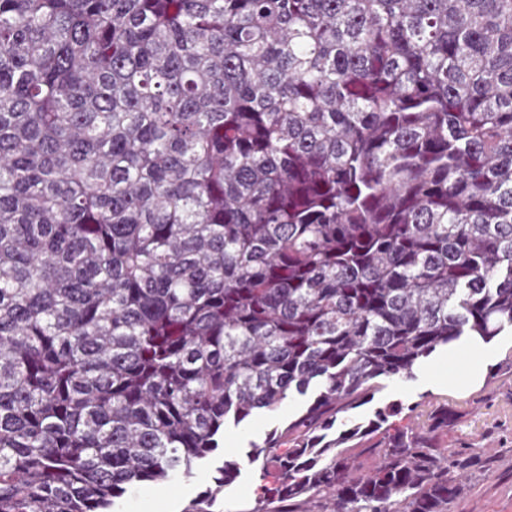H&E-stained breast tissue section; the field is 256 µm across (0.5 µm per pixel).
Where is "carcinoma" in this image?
I'll list each match as a JSON object with an SVG mask.
<instances>
[{
  "label": "carcinoma",
  "mask_w": 512,
  "mask_h": 512,
  "mask_svg": "<svg viewBox=\"0 0 512 512\" xmlns=\"http://www.w3.org/2000/svg\"><path fill=\"white\" fill-rule=\"evenodd\" d=\"M508 326L512 0H0V512H114L296 395L252 512H448V402L339 419Z\"/></svg>",
  "instance_id": "obj_1"
}]
</instances>
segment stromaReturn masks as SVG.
<instances>
[{
    "mask_svg": "<svg viewBox=\"0 0 512 512\" xmlns=\"http://www.w3.org/2000/svg\"><path fill=\"white\" fill-rule=\"evenodd\" d=\"M490 357L480 382L469 391L454 387L468 363L465 341L435 351L423 359L410 378H385L372 402L357 416L394 405L398 424L424 421L433 402L447 400L456 422L442 445L448 457L463 462L458 472L464 490L448 512H512V331L488 343ZM306 401L293 396L275 411L252 416L224 430V449L245 453L250 443L262 442L274 428L298 415ZM213 466L204 464L193 477L174 476L159 485L143 486L118 505V512H183L189 502L213 483ZM258 465H242L240 476L224 491L222 512H250L261 485Z\"/></svg>",
    "mask_w": 512,
    "mask_h": 512,
    "instance_id": "stroma-1",
    "label": "stroma"
}]
</instances>
